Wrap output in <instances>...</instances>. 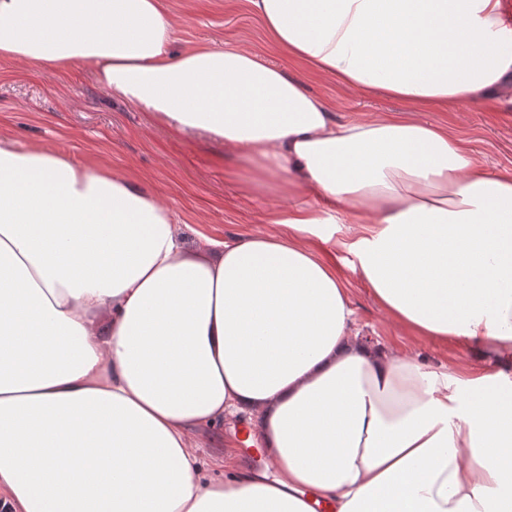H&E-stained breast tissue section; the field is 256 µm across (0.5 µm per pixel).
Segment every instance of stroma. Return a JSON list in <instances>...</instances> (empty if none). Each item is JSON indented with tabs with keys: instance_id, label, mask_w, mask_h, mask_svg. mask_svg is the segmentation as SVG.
<instances>
[{
	"instance_id": "stroma-1",
	"label": "stroma",
	"mask_w": 512,
	"mask_h": 512,
	"mask_svg": "<svg viewBox=\"0 0 512 512\" xmlns=\"http://www.w3.org/2000/svg\"><path fill=\"white\" fill-rule=\"evenodd\" d=\"M181 39L234 40L298 76L306 89L329 99L337 121L370 119L407 111V104L379 94L363 96L339 88L334 79L297 72L264 41L260 25L226 0H171ZM450 130L468 141L492 169L512 173V101L465 105L447 113ZM0 137L28 146L54 147L79 156H100L133 175L178 216L187 244L199 235L230 238L275 234L272 214L293 204L286 186H256L231 166L223 143L190 135L154 112H142L110 95L89 72L51 76L28 62L0 67ZM354 329L359 336L405 355L462 372L496 365L494 356L413 335L382 311L368 289L349 278Z\"/></svg>"
}]
</instances>
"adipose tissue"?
Segmentation results:
<instances>
[{"label":"adipose tissue","instance_id":"ef3b65f1","mask_svg":"<svg viewBox=\"0 0 512 512\" xmlns=\"http://www.w3.org/2000/svg\"><path fill=\"white\" fill-rule=\"evenodd\" d=\"M247 3L290 61L413 115L337 121L255 52L180 43L170 0H0V62L84 67L297 198L283 233L190 248L106 161L0 139V502L512 512V373L367 343L339 273L414 335L512 356V175L425 118L512 95V0ZM239 429L241 431H238V435L240 438L238 448L242 457L246 460L248 464L252 465L254 468L261 469L265 464V458L263 455L262 448H260V446L257 443H246V438L249 434V429L247 425H241Z\"/></svg>","mask_w":512,"mask_h":512}]
</instances>
